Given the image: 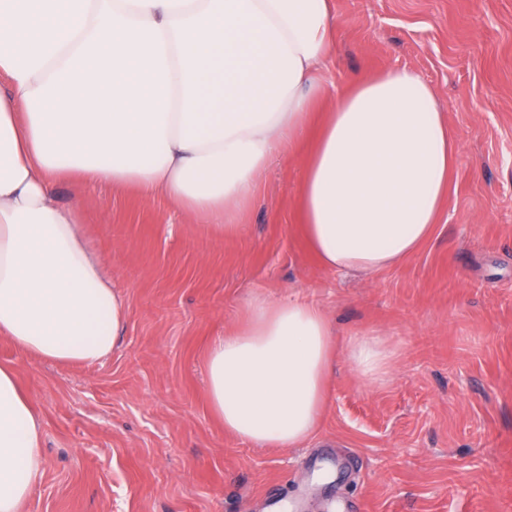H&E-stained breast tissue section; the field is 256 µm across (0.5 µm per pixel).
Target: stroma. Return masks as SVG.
Here are the masks:
<instances>
[{
  "mask_svg": "<svg viewBox=\"0 0 512 512\" xmlns=\"http://www.w3.org/2000/svg\"><path fill=\"white\" fill-rule=\"evenodd\" d=\"M330 94L388 68L434 90L459 152L432 237L367 276L323 268L295 226L304 155L276 160L234 239L205 237L161 198L53 185L127 306L92 365L0 336L43 428L24 512H512V0H333ZM308 300L338 340L385 339L369 386L338 358L313 436L295 448L226 434L208 344L255 295Z\"/></svg>",
  "mask_w": 512,
  "mask_h": 512,
  "instance_id": "obj_1",
  "label": "stroma"
}]
</instances>
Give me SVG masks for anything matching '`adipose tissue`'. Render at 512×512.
I'll list each match as a JSON object with an SVG mask.
<instances>
[{"label": "adipose tissue", "mask_w": 512, "mask_h": 512, "mask_svg": "<svg viewBox=\"0 0 512 512\" xmlns=\"http://www.w3.org/2000/svg\"><path fill=\"white\" fill-rule=\"evenodd\" d=\"M332 0H0V335L65 364L115 349L123 298L58 181L165 199L203 231L240 235L257 176L309 141L297 224L330 270L374 274L429 239L459 145L407 68L327 98ZM367 384L389 372L377 337L338 346L313 303L250 301L205 358L224 430L291 448L314 433L337 356ZM43 429L0 365V512H21Z\"/></svg>", "instance_id": "adipose-tissue-1"}]
</instances>
